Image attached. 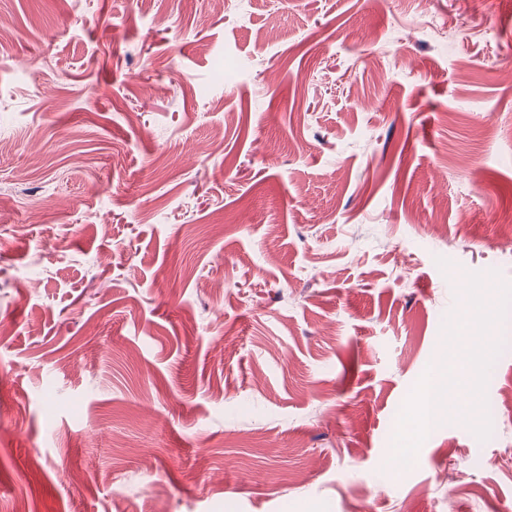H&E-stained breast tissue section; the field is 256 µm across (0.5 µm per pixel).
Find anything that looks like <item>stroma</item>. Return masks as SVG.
<instances>
[{
	"label": "stroma",
	"mask_w": 512,
	"mask_h": 512,
	"mask_svg": "<svg viewBox=\"0 0 512 512\" xmlns=\"http://www.w3.org/2000/svg\"><path fill=\"white\" fill-rule=\"evenodd\" d=\"M130 9L0 0V512H498L512 310L496 433L391 456L512 283V0Z\"/></svg>",
	"instance_id": "35a3bbf8"
}]
</instances>
